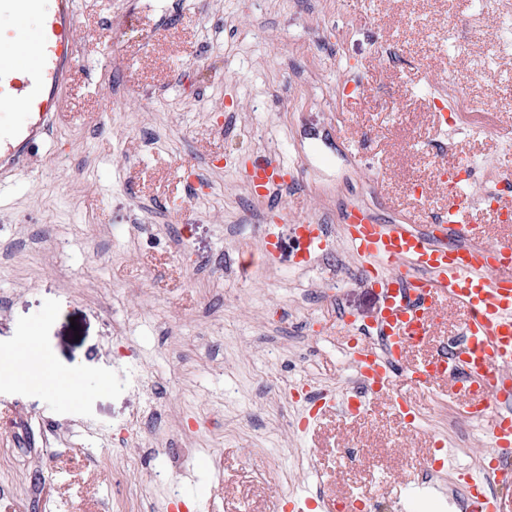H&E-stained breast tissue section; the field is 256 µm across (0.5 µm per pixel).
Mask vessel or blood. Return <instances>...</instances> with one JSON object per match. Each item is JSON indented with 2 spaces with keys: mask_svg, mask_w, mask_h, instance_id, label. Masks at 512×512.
<instances>
[{
  "mask_svg": "<svg viewBox=\"0 0 512 512\" xmlns=\"http://www.w3.org/2000/svg\"><path fill=\"white\" fill-rule=\"evenodd\" d=\"M34 22L30 60L0 61V108L23 106L20 122L0 127V181L16 176L31 155L51 137L59 116V94L79 69L75 32L77 0H0V41L14 40L16 26ZM280 155L271 154L245 171L251 192L281 209L301 181L284 174ZM488 206L483 197L459 188L440 222L457 240L450 246L409 224H383L360 204L339 214L340 228L353 251L373 260L362 277H373L381 305L370 328H352L346 348L352 379L360 390L357 405L337 403L335 394L306 390L316 413L335 409L358 417L372 400L385 399L408 430L417 415L399 381L448 385L467 400L466 420L485 425L490 450L479 472L458 470L468 490L466 512H512V500L494 488L512 485V241H491L481 224ZM297 262L308 265L325 255L332 242L330 225L307 217L294 226ZM455 305L460 330L447 345L412 363L410 350L429 346L438 312ZM294 512H334L336 503L322 494L293 496Z\"/></svg>",
  "mask_w": 512,
  "mask_h": 512,
  "instance_id": "obj_1",
  "label": "vessel or blood"
}]
</instances>
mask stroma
<instances>
[{"instance_id":"1","label":"stroma","mask_w":512,"mask_h":512,"mask_svg":"<svg viewBox=\"0 0 512 512\" xmlns=\"http://www.w3.org/2000/svg\"><path fill=\"white\" fill-rule=\"evenodd\" d=\"M78 2L81 70L58 125L24 175L0 184L10 512H288L291 496L317 488L340 505L405 512L401 488L435 440L448 466H475L484 427L460 417L444 385L409 389L414 432L380 400L364 417L329 412L300 431L302 384L333 391L349 377L340 312L368 325L380 300L346 244L295 264L293 217L332 224L359 202L385 223L430 221L448 207L436 140L486 162L489 177L512 171V150L480 130H512V46H492L498 10L486 6L472 28L474 0ZM388 38L400 66L379 55ZM476 55L489 56L485 68ZM340 66L359 74L357 92L339 88ZM447 75L479 107L472 126L439 124L428 102ZM267 105L257 127L252 114ZM268 152L303 178L280 213L243 178ZM268 238L274 264L217 269L225 250L256 252ZM28 327L39 342L18 382L3 363ZM275 352L304 364L284 387ZM162 405L172 422L124 447L133 416ZM247 421L246 459L236 437ZM350 446L357 459L341 457Z\"/></svg>"}]
</instances>
